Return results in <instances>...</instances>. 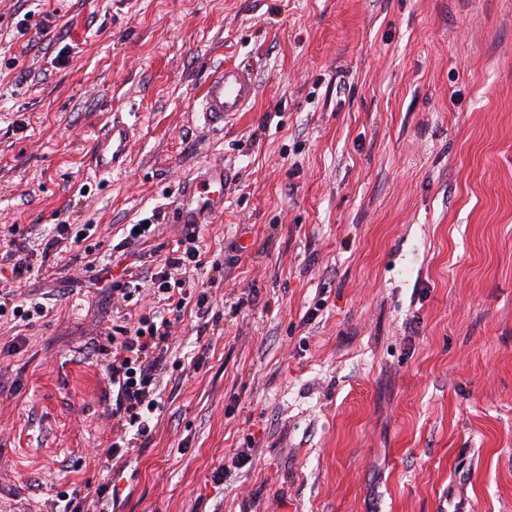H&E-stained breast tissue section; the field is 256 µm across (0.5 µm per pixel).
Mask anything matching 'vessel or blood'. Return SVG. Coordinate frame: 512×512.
I'll return each instance as SVG.
<instances>
[{
    "mask_svg": "<svg viewBox=\"0 0 512 512\" xmlns=\"http://www.w3.org/2000/svg\"><path fill=\"white\" fill-rule=\"evenodd\" d=\"M255 95V86L243 69L227 67L205 85L201 98V115L205 126H222L225 118L244 111ZM129 142L126 123L111 122L95 133L89 154V163L101 172L115 170L122 165ZM206 191L187 189L180 202L181 221L199 223L202 215L224 208V167L214 166L207 178Z\"/></svg>",
    "mask_w": 512,
    "mask_h": 512,
    "instance_id": "1",
    "label": "vessel or blood"
}]
</instances>
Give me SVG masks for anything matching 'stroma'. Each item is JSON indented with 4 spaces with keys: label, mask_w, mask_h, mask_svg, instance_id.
<instances>
[{
    "label": "stroma",
    "mask_w": 512,
    "mask_h": 512,
    "mask_svg": "<svg viewBox=\"0 0 512 512\" xmlns=\"http://www.w3.org/2000/svg\"><path fill=\"white\" fill-rule=\"evenodd\" d=\"M28 7L35 47L0 0V243L93 224L97 248L47 259L46 317L0 320V512L102 484L112 512H512V0ZM230 65L255 98L210 131L202 88ZM114 115L125 168L98 175ZM216 162L214 320L186 311L174 340L201 364L174 367L151 439L105 470L112 245L145 222L174 244ZM129 142V126L114 120L92 138L89 163L99 172H112L122 165Z\"/></svg>",
    "instance_id": "obj_1"
}]
</instances>
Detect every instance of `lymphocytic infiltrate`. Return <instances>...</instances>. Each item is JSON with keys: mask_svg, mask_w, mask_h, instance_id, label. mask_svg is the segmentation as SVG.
I'll list each match as a JSON object with an SVG mask.
<instances>
[{"mask_svg": "<svg viewBox=\"0 0 512 512\" xmlns=\"http://www.w3.org/2000/svg\"><path fill=\"white\" fill-rule=\"evenodd\" d=\"M91 230L88 224L54 225L37 251L30 249L25 240L9 239L0 253V287L7 289L10 299L0 301V318L29 322L43 317L46 306L23 298L21 288L26 287L39 258L78 246L92 252ZM152 233L149 226L128 232L112 247L113 252L134 257L137 263L136 268H124V280L113 282V295L129 303L150 293L162 303L139 313L133 324L119 327V335L110 345L94 348L116 392L112 416L117 432L103 451L109 462L123 458L129 432L146 437L156 427L164 409L163 385L169 371L171 337L185 310H194L204 318L213 310L209 290L193 278L204 264L197 225H187L175 249L164 255L146 249Z\"/></svg>", "mask_w": 512, "mask_h": 512, "instance_id": "f902f5d3", "label": "lymphocytic infiltrate"}]
</instances>
